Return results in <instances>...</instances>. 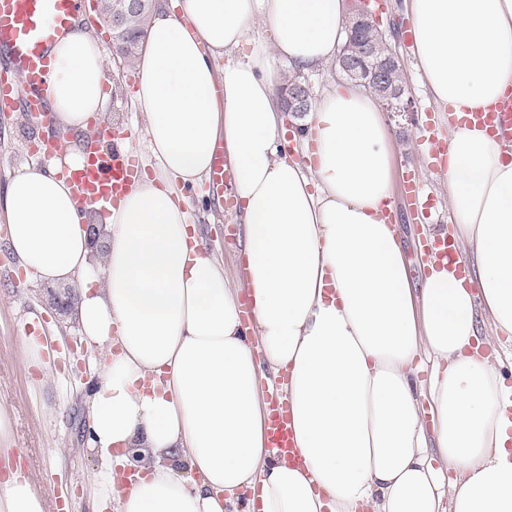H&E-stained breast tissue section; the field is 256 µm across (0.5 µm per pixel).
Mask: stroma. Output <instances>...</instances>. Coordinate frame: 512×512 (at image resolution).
I'll use <instances>...</instances> for the list:
<instances>
[{"label":"stroma","mask_w":512,"mask_h":512,"mask_svg":"<svg viewBox=\"0 0 512 512\" xmlns=\"http://www.w3.org/2000/svg\"><path fill=\"white\" fill-rule=\"evenodd\" d=\"M388 10L376 25L385 34L392 51L402 58L407 94L414 118L386 113L396 175L415 170L421 173L438 200L433 218L439 229L450 230L453 210L447 182L429 168L427 150L418 142L417 118L424 112H439L429 93L416 58L405 55L402 29L412 20L405 0H387ZM108 85L117 93L108 111L129 132L130 146L139 158H146V119L134 107L139 85L135 73L109 62L105 71ZM39 127L24 111L0 114V196L9 177L31 162V142ZM203 210L192 211L204 247L224 266L229 278H236L245 245L244 238L228 242L224 227L238 221L237 211L225 210L216 200L202 196ZM395 224L404 243L414 284L424 273L418 259L423 222L404 206L395 204ZM7 226L0 223V409L12 422L10 464L22 476L32 478L37 493L60 502L64 512H97L89 487L101 470L97 454L86 452L89 438L90 400L97 388V348H75L79 327L72 313L52 308L48 289L21 267L7 246ZM43 325L53 335L51 353L42 366L29 365L22 333L26 321Z\"/></svg>","instance_id":"35a3bbf8"}]
</instances>
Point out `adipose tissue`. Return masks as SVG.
Listing matches in <instances>:
<instances>
[{
	"label": "adipose tissue",
	"instance_id": "ef3b65f1",
	"mask_svg": "<svg viewBox=\"0 0 512 512\" xmlns=\"http://www.w3.org/2000/svg\"><path fill=\"white\" fill-rule=\"evenodd\" d=\"M180 7L156 5L137 61L154 165L103 217L102 257L90 206L59 176L82 161L109 100L106 51L83 32L51 49L60 147L13 175L0 203L11 252L41 283L78 282L81 333L106 353L88 440L102 463L96 500L114 512H512V387L479 352L512 334V152L499 136L451 128L454 236L473 272L433 268L414 290L383 216L394 162L374 96L352 85L289 116L276 93V61L308 72L335 58L346 0ZM408 9L438 104L459 115L512 87V0ZM259 26L271 40L255 37ZM288 123L305 128L299 151L313 167L285 152ZM219 142L245 231L236 283L203 252L183 203ZM480 314L493 335H480ZM423 356L436 367L426 387L414 376ZM263 379L290 404L304 467L267 446ZM116 448L140 455L128 490L116 487ZM244 487L257 502L240 500ZM0 512H46V501L14 475L0 482Z\"/></svg>",
	"mask_w": 512,
	"mask_h": 512
}]
</instances>
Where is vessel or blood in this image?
Masks as SVG:
<instances>
[{
	"label": "vessel or blood",
	"mask_w": 512,
	"mask_h": 512,
	"mask_svg": "<svg viewBox=\"0 0 512 512\" xmlns=\"http://www.w3.org/2000/svg\"><path fill=\"white\" fill-rule=\"evenodd\" d=\"M84 5L85 0H0V60L5 63V73L0 76V112L20 107L43 123H50V49L59 37L75 31ZM465 121L512 139V89L494 104L468 113ZM114 136L107 121H100L81 164L64 170L63 175L79 204L95 205L103 210L117 206L137 179L141 170L139 159L111 145ZM420 141L431 147L432 169L437 174H445L447 145L437 137L433 115L423 118ZM205 188L208 193L222 197L225 208H234L232 175L225 168L223 145H216L213 151ZM401 192L410 209L423 213L434 206V196L416 172L405 175ZM423 251L427 262L435 266L448 265L458 277H466L467 261L450 236L426 238ZM267 437L269 447L274 448L280 458L302 464L290 425L289 403L278 395L271 396L267 402Z\"/></svg>",
	"instance_id": "obj_1"
}]
</instances>
